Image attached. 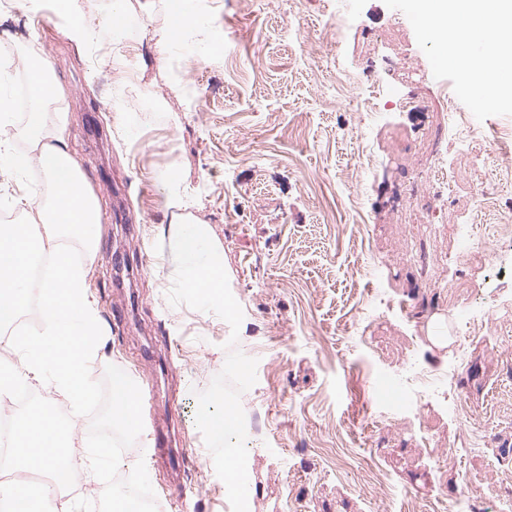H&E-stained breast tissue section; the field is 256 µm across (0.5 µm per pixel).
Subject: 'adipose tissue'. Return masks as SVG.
I'll use <instances>...</instances> for the list:
<instances>
[{
	"instance_id": "obj_1",
	"label": "adipose tissue",
	"mask_w": 512,
	"mask_h": 512,
	"mask_svg": "<svg viewBox=\"0 0 512 512\" xmlns=\"http://www.w3.org/2000/svg\"><path fill=\"white\" fill-rule=\"evenodd\" d=\"M414 8L428 23L441 58L464 74L467 89L478 87L496 73L503 77L496 105L512 103V58L491 51L477 55L468 45L472 20L489 14L511 19L512 0H415ZM26 68L35 79L25 119L33 151L25 156L12 152L17 130L6 119L12 97L0 86V184L10 185L20 171L35 167L47 176L53 197L46 204L35 196L15 195V206L37 214V223L0 224L1 327L16 321L26 303L29 262L37 245L68 238L91 250L100 227V206L86 190L78 162L66 150L64 128H57L52 138L43 136V106L62 96L64 90L43 80V72L50 68L47 58L29 57ZM182 183L180 176L169 177L162 197L163 210L171 214L170 245L187 265L189 290L220 312L224 309V248L207 225L189 222L186 211L194 200ZM88 272L87 262L57 255L55 273L42 284L41 318L16 343L14 360L0 363V415L10 410L8 390L15 380L31 388L42 387L71 408L70 429L64 436L59 433L60 415L55 407L16 421L10 462L15 478L11 484L0 485V501L13 502L12 512H35L29 501L33 492L41 504L36 512H71L69 502L59 499L52 488L40 486L33 492L25 488L26 474L36 468L58 472L88 493L96 491L95 463L82 453L79 432L88 385L85 366L97 356L100 334L96 303L87 292Z\"/></svg>"
}]
</instances>
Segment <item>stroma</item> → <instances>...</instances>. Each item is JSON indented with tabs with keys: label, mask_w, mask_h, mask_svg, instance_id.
Here are the masks:
<instances>
[{
	"label": "stroma",
	"mask_w": 512,
	"mask_h": 512,
	"mask_svg": "<svg viewBox=\"0 0 512 512\" xmlns=\"http://www.w3.org/2000/svg\"><path fill=\"white\" fill-rule=\"evenodd\" d=\"M14 2L0 0V56L17 62L18 79L25 57L50 61L65 96L48 125H65L102 213L88 278L102 347L86 367L99 404L82 421L127 452L103 464L113 480L96 496H71L73 512H114L115 492L136 479L163 504L182 490L194 512H239L199 419L216 396L245 426L252 512H433L437 500L453 512L465 495L480 512H512V261L465 264L448 235L469 224L485 239L512 218V188L477 208L469 188L485 163L449 143L448 107L505 138L512 108L475 105L412 27L409 0H126L132 31L120 39L112 0H94L79 18L112 46L100 67L127 63L138 86L123 137L115 94L68 21ZM437 151L456 188L424 215L415 198L433 188L419 176ZM174 170L198 202L193 220L224 246L232 306L221 321L165 278L178 264L161 208ZM377 289L406 300L411 322L377 313ZM473 300L482 310L466 327L458 311ZM435 314L454 337L443 350L427 337ZM407 364L444 398L402 412L382 389ZM118 371L155 386L147 412L168 448L109 420ZM461 395L467 420L452 406Z\"/></svg>",
	"instance_id": "stroma-1"
}]
</instances>
